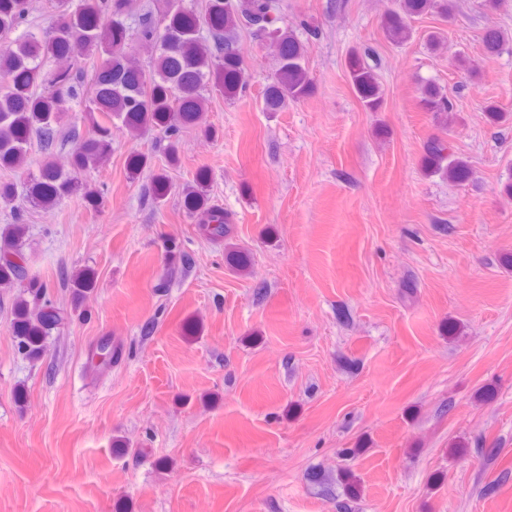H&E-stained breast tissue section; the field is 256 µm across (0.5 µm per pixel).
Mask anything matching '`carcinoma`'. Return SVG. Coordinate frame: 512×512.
Here are the masks:
<instances>
[{
	"label": "carcinoma",
	"instance_id": "1",
	"mask_svg": "<svg viewBox=\"0 0 512 512\" xmlns=\"http://www.w3.org/2000/svg\"><path fill=\"white\" fill-rule=\"evenodd\" d=\"M52 26L36 33L16 34L25 21L28 0H0V164L28 175L25 200L47 207L83 194L90 202L98 193L76 173L95 169L112 152V123L118 120L129 131L159 129L167 140L168 165L179 163V134L202 112L207 95L219 93L232 100L246 93L242 80L245 59L238 52L236 34L250 31L264 36L275 48L280 66L263 92L267 112H278L286 100H301L311 90L305 66V44L294 31L279 26L281 0H208L204 12L185 6L184 0H163L158 14L140 15L131 28L125 22L131 0H49ZM385 15V38L399 44L412 35L408 20L432 14L446 22L451 17L448 0H395ZM207 29L209 37L200 35ZM130 39L151 50L142 64L123 48ZM98 60L90 69L89 58ZM352 85L363 106L376 112L380 89L373 70L354 59ZM423 108L433 113L443 130L451 122L453 105L441 90L426 83L419 88ZM88 121L81 132L73 113ZM38 136L40 158L31 159V134ZM73 144L72 170L61 169L55 152ZM37 170H30V166ZM426 170L448 175L455 183L470 175L466 163L454 157L448 142L434 137L426 147ZM207 175L201 171L183 189L184 207L209 239L227 241L233 234V217L208 202ZM25 226L15 224L0 243V285L11 287L27 280L22 239ZM229 264L238 273L252 267L249 255L229 253ZM94 277L85 272L71 279L73 297L91 290ZM58 323L46 306H30L19 297L14 305V330L22 350L30 356L42 352V338Z\"/></svg>",
	"mask_w": 512,
	"mask_h": 512
}]
</instances>
